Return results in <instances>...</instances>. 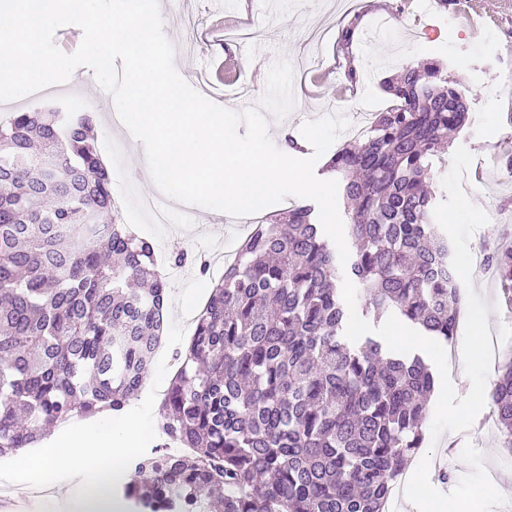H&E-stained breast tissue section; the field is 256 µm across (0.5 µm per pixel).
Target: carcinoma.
<instances>
[{"mask_svg":"<svg viewBox=\"0 0 512 512\" xmlns=\"http://www.w3.org/2000/svg\"><path fill=\"white\" fill-rule=\"evenodd\" d=\"M393 104L338 149L357 248L341 269L310 206L266 215L199 312L161 404L185 453L134 460L117 495L131 512H385L423 445L435 374L418 355L348 342L343 279L362 315L390 314L444 344L462 292L434 224L432 160L469 120L440 65L385 82ZM93 119L58 109L0 124V457L67 419L123 414L165 329L167 282L152 243L107 219L111 181ZM101 224L109 231L98 234ZM491 262L512 289V246ZM488 397L512 449V360Z\"/></svg>","mask_w":512,"mask_h":512,"instance_id":"1","label":"carcinoma"}]
</instances>
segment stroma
<instances>
[{
	"instance_id": "obj_1",
	"label": "stroma",
	"mask_w": 512,
	"mask_h": 512,
	"mask_svg": "<svg viewBox=\"0 0 512 512\" xmlns=\"http://www.w3.org/2000/svg\"><path fill=\"white\" fill-rule=\"evenodd\" d=\"M230 28L254 22L263 31L250 53L218 41L211 33L213 0H168L163 23L165 36L175 48L177 72L191 87H198L205 67L222 56L238 55L242 81L253 85L247 99H236L237 110L259 109L270 129L287 127L300 138L301 126L325 116L342 115L349 123L364 114L385 111L391 104L383 88L403 67L435 60L469 106V122L455 138L475 157L467 177L468 198L488 216L486 225L471 236L470 248L485 253L512 245V0H449L437 8L435 0H222ZM360 16L358 34L350 52L338 46L342 26ZM367 66L353 91H346L350 62ZM87 68H77L68 83L47 89L39 98L24 97L0 108V121L10 113L63 105L95 117L96 147L106 164L118 223L132 224L148 239L156 255L172 258L187 253L168 281V317H176L174 298L183 285L200 279L199 263L215 251L236 250L239 241L227 217L203 208L176 203L170 221L153 223L140 207L150 197V185L130 175L128 137L119 135L111 119L112 97L86 85ZM472 284L494 308L488 321L503 341L501 360L512 359V306L496 273L473 278ZM483 409L464 432L441 435L435 454L450 472V479L432 477L440 492L451 491L469 467L460 459L465 444L481 454L484 469H495L497 480H512V451L498 433L487 431Z\"/></svg>"
}]
</instances>
